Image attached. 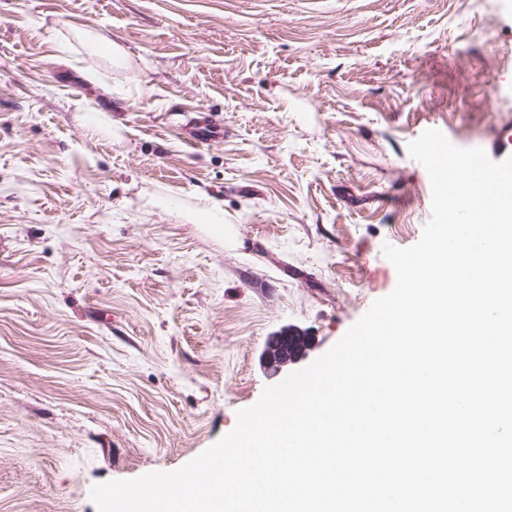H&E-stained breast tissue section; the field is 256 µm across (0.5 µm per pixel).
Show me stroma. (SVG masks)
<instances>
[{
    "label": "stroma",
    "mask_w": 512,
    "mask_h": 512,
    "mask_svg": "<svg viewBox=\"0 0 512 512\" xmlns=\"http://www.w3.org/2000/svg\"><path fill=\"white\" fill-rule=\"evenodd\" d=\"M430 128L512 156V0H0V512H96L231 431L272 336L327 352L421 238ZM180 128L185 131L189 146L224 137V124L202 112L196 113L195 116H186Z\"/></svg>",
    "instance_id": "35a3bbf8"
}]
</instances>
